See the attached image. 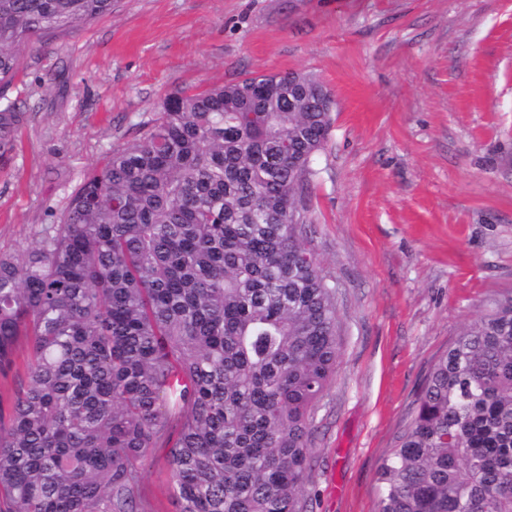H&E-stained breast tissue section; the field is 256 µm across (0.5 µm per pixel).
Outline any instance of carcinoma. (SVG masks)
I'll return each mask as SVG.
<instances>
[{"label": "carcinoma", "mask_w": 512, "mask_h": 512, "mask_svg": "<svg viewBox=\"0 0 512 512\" xmlns=\"http://www.w3.org/2000/svg\"><path fill=\"white\" fill-rule=\"evenodd\" d=\"M112 0H0V82L20 51ZM333 93L252 73L176 89L36 245L0 257V512H153L165 449L177 512H304L313 410L341 345L305 248ZM0 112V141L18 124ZM378 512H512V295L432 364L379 468ZM147 472L142 484V494L157 512H175L169 494L171 472L165 459V451L156 449L147 462Z\"/></svg>", "instance_id": "carcinoma-1"}]
</instances>
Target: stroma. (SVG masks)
<instances>
[{"label": "stroma", "instance_id": "35a3bbf8", "mask_svg": "<svg viewBox=\"0 0 512 512\" xmlns=\"http://www.w3.org/2000/svg\"><path fill=\"white\" fill-rule=\"evenodd\" d=\"M336 100L305 242L336 287L341 353L313 412L305 512H378L379 467L434 360L512 293V0H114L26 48L0 110V255L34 245L155 104L254 72ZM163 449L142 494L174 512Z\"/></svg>", "mask_w": 512, "mask_h": 512}]
</instances>
